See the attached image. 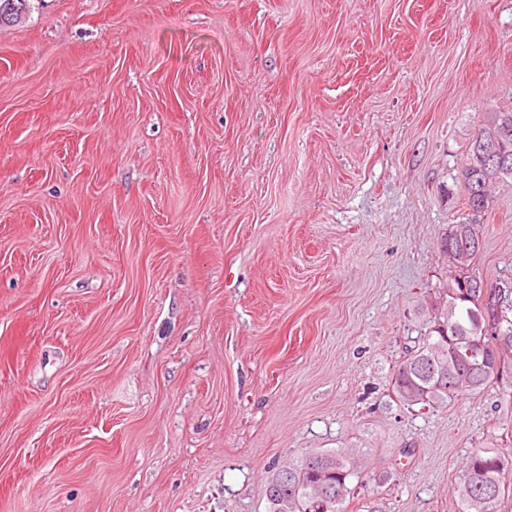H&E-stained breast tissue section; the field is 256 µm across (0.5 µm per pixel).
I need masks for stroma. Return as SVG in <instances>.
Listing matches in <instances>:
<instances>
[{
    "mask_svg": "<svg viewBox=\"0 0 512 512\" xmlns=\"http://www.w3.org/2000/svg\"><path fill=\"white\" fill-rule=\"evenodd\" d=\"M512 107V0H42L0 28V512H267L351 445L340 512H459L512 372L436 412L393 368L457 178ZM476 261L512 282V180ZM360 448L307 453L301 461L279 469L266 489L268 512H336V505L366 487ZM320 491L322 493L319 496ZM288 503L281 511L280 505ZM324 504L325 511H321Z\"/></svg>",
    "mask_w": 512,
    "mask_h": 512,
    "instance_id": "obj_1",
    "label": "stroma"
}]
</instances>
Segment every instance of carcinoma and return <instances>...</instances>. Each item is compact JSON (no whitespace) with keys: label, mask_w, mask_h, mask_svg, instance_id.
<instances>
[{"label":"carcinoma","mask_w":512,"mask_h":512,"mask_svg":"<svg viewBox=\"0 0 512 512\" xmlns=\"http://www.w3.org/2000/svg\"><path fill=\"white\" fill-rule=\"evenodd\" d=\"M31 10L32 0H0V25L12 26ZM490 139L495 140L497 154L512 161V110L486 113L458 172L474 216L489 207L493 185L512 179V168L499 169L484 154L481 145ZM468 227L480 234V225L471 219L451 225L441 237V251L455 274L443 287L428 333L394 368L392 392L409 408H444L461 394L481 392L512 367V290L462 288L477 277L480 253L465 236ZM361 456L358 448L322 450L282 467L266 489L268 512H281L284 502L288 512H336V505L369 483ZM511 471L512 459L495 450L472 453L457 487L462 512H496L505 493H512V483L506 481Z\"/></svg>","instance_id":"1"}]
</instances>
